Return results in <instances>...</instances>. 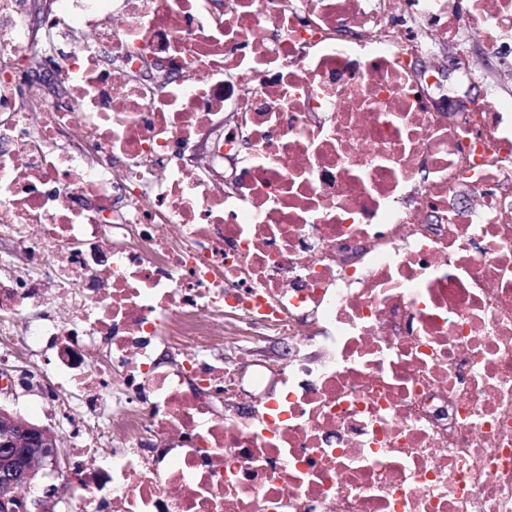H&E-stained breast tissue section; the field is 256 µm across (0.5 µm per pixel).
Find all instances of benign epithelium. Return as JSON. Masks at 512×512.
<instances>
[{"label":"benign epithelium","instance_id":"obj_1","mask_svg":"<svg viewBox=\"0 0 512 512\" xmlns=\"http://www.w3.org/2000/svg\"><path fill=\"white\" fill-rule=\"evenodd\" d=\"M68 456L51 427L0 408V512H55L56 490L40 496L31 490L44 477L43 469L60 473Z\"/></svg>","mask_w":512,"mask_h":512}]
</instances>
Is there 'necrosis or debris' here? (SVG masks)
<instances>
[{"label":"necrosis or debris","instance_id":"necrosis-or-debris-1","mask_svg":"<svg viewBox=\"0 0 512 512\" xmlns=\"http://www.w3.org/2000/svg\"><path fill=\"white\" fill-rule=\"evenodd\" d=\"M475 40L512 58V0H0V368L51 347L24 384L85 411L58 512H512V96Z\"/></svg>","mask_w":512,"mask_h":512}]
</instances>
